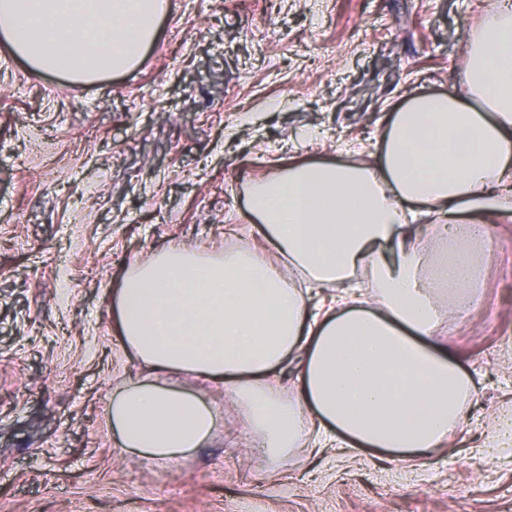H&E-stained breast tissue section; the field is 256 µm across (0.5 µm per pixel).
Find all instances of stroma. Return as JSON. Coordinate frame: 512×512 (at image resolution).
Wrapping results in <instances>:
<instances>
[{"label": "stroma", "instance_id": "1", "mask_svg": "<svg viewBox=\"0 0 512 512\" xmlns=\"http://www.w3.org/2000/svg\"><path fill=\"white\" fill-rule=\"evenodd\" d=\"M496 0H171L131 74L74 87L0 44V512H512V216L487 286L441 339L474 387L447 447L423 460L369 448L298 452L279 467L224 390L219 428L187 459L123 448L105 407L139 361L112 290L172 245L253 248L251 185L302 161L369 158L409 94L462 79Z\"/></svg>", "mask_w": 512, "mask_h": 512}]
</instances>
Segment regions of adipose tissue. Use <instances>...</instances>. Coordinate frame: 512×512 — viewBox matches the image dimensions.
<instances>
[{
    "label": "adipose tissue",
    "instance_id": "1",
    "mask_svg": "<svg viewBox=\"0 0 512 512\" xmlns=\"http://www.w3.org/2000/svg\"><path fill=\"white\" fill-rule=\"evenodd\" d=\"M168 11V0H0V43L33 70L91 82L135 71ZM378 145L368 162L291 163L256 182L261 252L173 245L126 272L119 340L149 377L107 405L124 448L180 459L213 434L215 409L169 374L223 385L273 466L302 448L424 458L447 445L472 383L437 334L483 286L457 217L512 214V0L481 20L460 88L409 98ZM419 213L437 218L434 234Z\"/></svg>",
    "mask_w": 512,
    "mask_h": 512
}]
</instances>
